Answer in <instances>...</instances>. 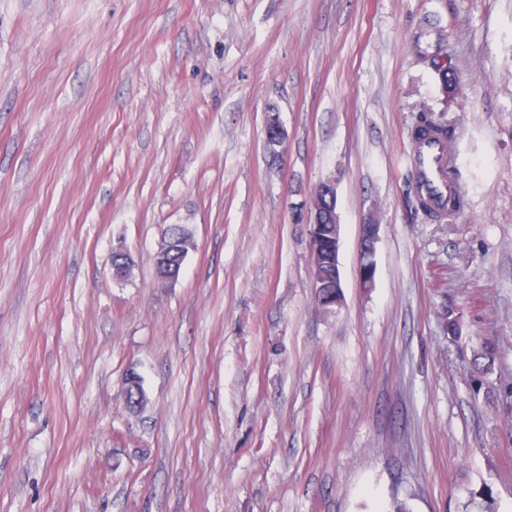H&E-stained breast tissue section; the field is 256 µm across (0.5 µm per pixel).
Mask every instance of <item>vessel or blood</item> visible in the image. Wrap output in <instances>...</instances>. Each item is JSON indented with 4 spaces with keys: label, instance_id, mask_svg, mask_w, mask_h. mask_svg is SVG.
Here are the masks:
<instances>
[{
    "label": "vessel or blood",
    "instance_id": "vessel-or-blood-1",
    "mask_svg": "<svg viewBox=\"0 0 512 512\" xmlns=\"http://www.w3.org/2000/svg\"><path fill=\"white\" fill-rule=\"evenodd\" d=\"M448 154L447 143L437 138L413 143L408 154L420 194L439 211L448 208L456 188V181L448 172Z\"/></svg>",
    "mask_w": 512,
    "mask_h": 512
}]
</instances>
